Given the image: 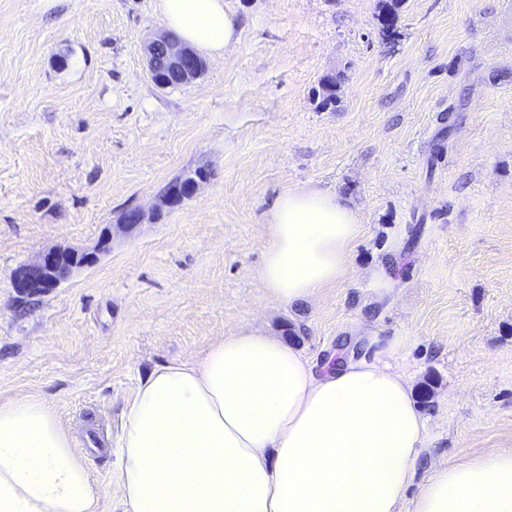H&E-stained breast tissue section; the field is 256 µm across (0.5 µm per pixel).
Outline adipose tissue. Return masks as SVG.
Wrapping results in <instances>:
<instances>
[{"label":"adipose tissue","instance_id":"1","mask_svg":"<svg viewBox=\"0 0 512 512\" xmlns=\"http://www.w3.org/2000/svg\"><path fill=\"white\" fill-rule=\"evenodd\" d=\"M169 31L212 56L237 43L226 0H161ZM356 214L336 195L282 192L257 278L310 301L345 269ZM428 422L381 361L315 368L288 341L231 333L141 380L119 441L122 512H399ZM0 512H101L99 486L56 406L0 399ZM412 512H512V449L433 468Z\"/></svg>","mask_w":512,"mask_h":512}]
</instances>
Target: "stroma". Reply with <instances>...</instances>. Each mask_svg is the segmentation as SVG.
<instances>
[{
  "label": "stroma",
  "mask_w": 512,
  "mask_h": 512,
  "mask_svg": "<svg viewBox=\"0 0 512 512\" xmlns=\"http://www.w3.org/2000/svg\"><path fill=\"white\" fill-rule=\"evenodd\" d=\"M226 2L239 42L161 90L140 51L160 0H0V399L55 402L84 449L93 429L116 444L148 372L231 332L296 337L318 365L375 357L428 420L412 512L432 468L512 448V0H399L389 40L382 0ZM309 188L361 232L344 276L287 307L256 274L275 198ZM50 249L99 258L19 293ZM86 463L120 512L115 455Z\"/></svg>",
  "instance_id": "35a3bbf8"
}]
</instances>
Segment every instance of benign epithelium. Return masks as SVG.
Segmentation results:
<instances>
[{
  "label": "benign epithelium",
  "mask_w": 512,
  "mask_h": 512,
  "mask_svg": "<svg viewBox=\"0 0 512 512\" xmlns=\"http://www.w3.org/2000/svg\"><path fill=\"white\" fill-rule=\"evenodd\" d=\"M151 82L158 88H167L157 80L158 60L164 59L170 76L179 84H188L201 77L206 61L191 47L177 41L170 33L155 35L140 47ZM180 179L173 178L161 191L162 203L171 208L183 203L180 198ZM97 261L93 253L75 250H52L35 262L21 267L16 274L15 287L27 294H41L56 287L75 269L90 267Z\"/></svg>",
  "instance_id": "7a95c632"
}]
</instances>
